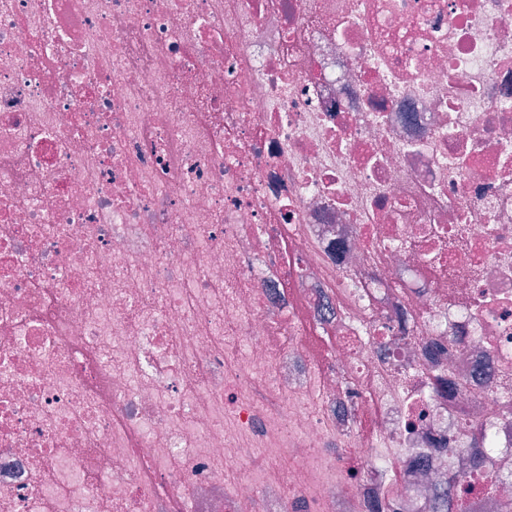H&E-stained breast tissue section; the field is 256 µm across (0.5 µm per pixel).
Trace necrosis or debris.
I'll return each mask as SVG.
<instances>
[{
  "label": "necrosis or debris",
  "instance_id": "1",
  "mask_svg": "<svg viewBox=\"0 0 512 512\" xmlns=\"http://www.w3.org/2000/svg\"><path fill=\"white\" fill-rule=\"evenodd\" d=\"M449 492L512 506V0H0V512Z\"/></svg>",
  "mask_w": 512,
  "mask_h": 512
}]
</instances>
